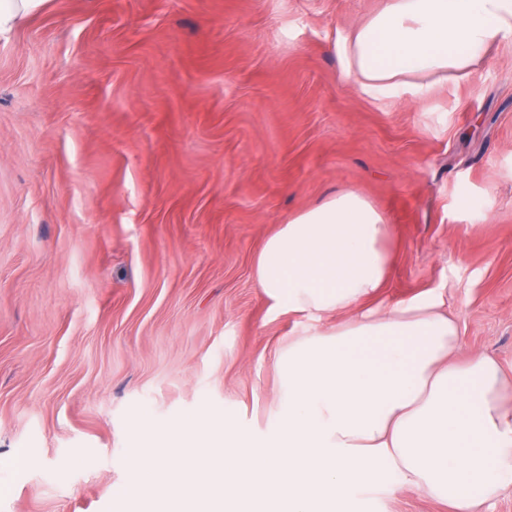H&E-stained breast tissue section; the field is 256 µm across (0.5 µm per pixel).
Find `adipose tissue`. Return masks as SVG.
<instances>
[{
	"label": "adipose tissue",
	"instance_id": "1",
	"mask_svg": "<svg viewBox=\"0 0 512 512\" xmlns=\"http://www.w3.org/2000/svg\"><path fill=\"white\" fill-rule=\"evenodd\" d=\"M512 31V0H390L341 40L342 74L378 98L424 95L433 77L468 75L499 34ZM384 216L353 191L288 218L263 244L254 277L265 296L336 327L288 340L275 372L280 397L264 438L178 419L137 424L129 478L113 496L133 504L171 484L164 458L209 480L226 512H357V495L414 491L479 512L512 484V410L501 366L483 355L457 361L460 330L448 297L365 308L388 274Z\"/></svg>",
	"mask_w": 512,
	"mask_h": 512
}]
</instances>
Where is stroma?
I'll list each match as a JSON object with an SVG mask.
<instances>
[{
	"label": "stroma",
	"mask_w": 512,
	"mask_h": 512,
	"mask_svg": "<svg viewBox=\"0 0 512 512\" xmlns=\"http://www.w3.org/2000/svg\"><path fill=\"white\" fill-rule=\"evenodd\" d=\"M387 3L46 0L0 38V512H130L144 413L263 434L313 321L254 262L341 191L389 224L370 306L447 292L462 355L512 378V32L470 76L373 98L337 45Z\"/></svg>",
	"instance_id": "obj_1"
}]
</instances>
